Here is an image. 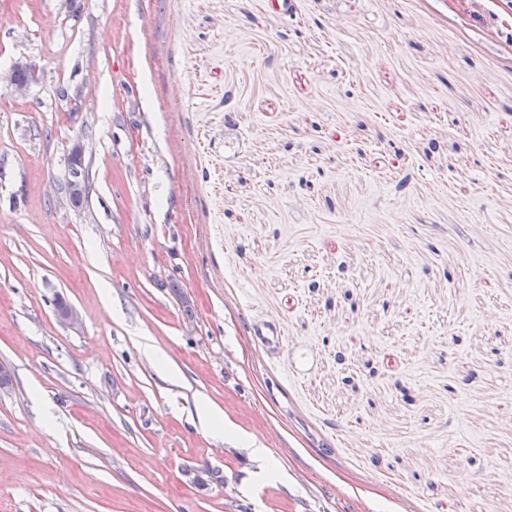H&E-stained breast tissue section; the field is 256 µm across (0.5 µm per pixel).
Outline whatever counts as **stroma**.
<instances>
[{
	"mask_svg": "<svg viewBox=\"0 0 512 512\" xmlns=\"http://www.w3.org/2000/svg\"><path fill=\"white\" fill-rule=\"evenodd\" d=\"M509 31L512 0H0V71L43 70L0 85V512H512ZM31 64L27 62H21L19 63L15 68H11L7 73L3 74L0 73V83L2 82L6 83L8 87L18 96H23L27 90L29 89L32 81L26 82L31 80V71L29 68L22 69L17 72V75L15 76V71L17 67L21 66H30ZM19 80H17L16 79ZM21 81V82H20ZM83 158V146L75 145L71 152L63 196L60 198V203L70 208H75L78 195L84 193Z\"/></svg>",
	"mask_w": 512,
	"mask_h": 512,
	"instance_id": "1",
	"label": "stroma"
}]
</instances>
